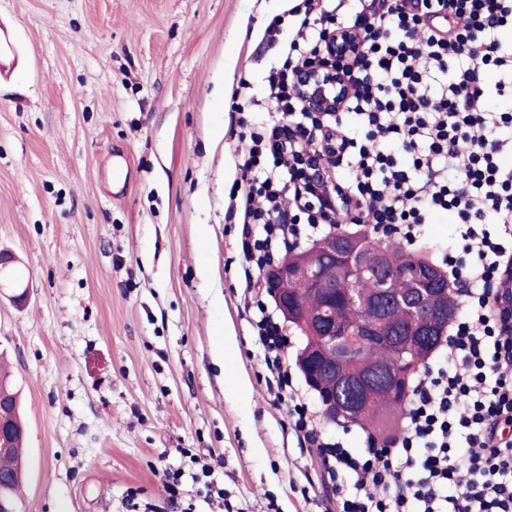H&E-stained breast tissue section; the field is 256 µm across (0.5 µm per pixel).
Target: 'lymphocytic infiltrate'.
Wrapping results in <instances>:
<instances>
[{
	"label": "lymphocytic infiltrate",
	"instance_id": "f902f5d3",
	"mask_svg": "<svg viewBox=\"0 0 512 512\" xmlns=\"http://www.w3.org/2000/svg\"><path fill=\"white\" fill-rule=\"evenodd\" d=\"M289 14L297 34L265 77L268 118L250 132L244 189L228 206L241 218L244 308L266 389L287 405L296 447L314 449L333 481L336 512H512V306L499 303L512 263V167L500 158L512 113L492 106L512 98V45L501 38L512 0H303ZM335 23L361 36L351 128L291 93ZM329 138L336 156L313 178L306 159ZM438 213L455 221L441 263L464 307L440 343L447 366H424L392 440L371 435L354 450L323 434L295 384L263 273L344 224L413 245Z\"/></svg>",
	"mask_w": 512,
	"mask_h": 512
}]
</instances>
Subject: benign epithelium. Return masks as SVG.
I'll return each instance as SVG.
<instances>
[{"mask_svg":"<svg viewBox=\"0 0 512 512\" xmlns=\"http://www.w3.org/2000/svg\"><path fill=\"white\" fill-rule=\"evenodd\" d=\"M359 50L357 31L337 27L328 38L325 57L314 65L302 68L294 77L295 92L304 109L322 114L339 112L352 93V85L343 65ZM341 246L343 263L337 266V274L348 279L368 277L376 285V298L370 317L365 322H347L349 309L331 308L315 316L297 311L293 303L292 286L301 281L314 289L324 288V280L316 277V258L326 252L336 255ZM415 285L405 291H395L397 277ZM273 283L271 291L276 308L285 322H295L304 335L316 337L306 355L327 357L331 364L322 373L308 374L306 382L315 391L323 406L324 418L336 423L350 420L353 412L368 411L375 403L376 384L368 368L354 364L355 351L378 338L393 343L403 358L424 354L421 345L425 336H444L448 325L455 319L457 299L448 287V275L438 267L424 261L414 262V268L398 269L386 263L378 254H366L362 249L360 233L343 231L319 240L306 262L280 266L269 274ZM409 308L417 316V322L391 336L380 330L392 323L399 308Z\"/></svg>","mask_w":512,"mask_h":512,"instance_id":"1","label":"benign epithelium"}]
</instances>
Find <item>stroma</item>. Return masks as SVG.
<instances>
[{"label": "stroma", "instance_id": "stroma-1", "mask_svg": "<svg viewBox=\"0 0 512 512\" xmlns=\"http://www.w3.org/2000/svg\"><path fill=\"white\" fill-rule=\"evenodd\" d=\"M299 2L0 0V250L31 290L0 293L17 512H335L266 392L227 214L263 35Z\"/></svg>", "mask_w": 512, "mask_h": 512}]
</instances>
